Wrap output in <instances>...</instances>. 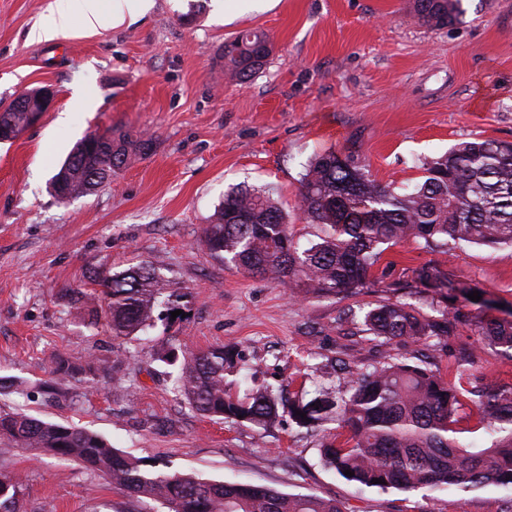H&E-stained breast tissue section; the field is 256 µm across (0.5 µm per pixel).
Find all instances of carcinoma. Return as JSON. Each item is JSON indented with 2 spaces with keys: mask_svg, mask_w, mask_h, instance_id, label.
I'll return each mask as SVG.
<instances>
[{
  "mask_svg": "<svg viewBox=\"0 0 512 512\" xmlns=\"http://www.w3.org/2000/svg\"><path fill=\"white\" fill-rule=\"evenodd\" d=\"M418 16L444 27L463 13L461 0H414ZM267 42L262 32H248L224 44V69L245 81L263 65L255 46ZM152 140L119 135L112 152L90 155L85 165L68 171V194L53 189L58 201L80 196L91 171L112 166L117 173L135 156L147 154ZM423 180L398 193L371 179L357 155L318 154L299 191L301 210L324 236L305 248L288 235L286 215L272 194L260 188L224 195L202 237L214 258L248 274H271L288 288L319 295L352 293L366 285L371 269L389 246L408 241L439 253L448 241L512 245V143L498 140L461 142L423 163ZM414 280L436 296L430 315L406 302H383L364 314L365 331L376 339L414 343L449 336L460 321L447 306L448 273L440 265L412 269ZM101 305L86 307L90 324L105 326L114 338H128L153 325L163 290L173 286L160 269L147 263L98 277ZM479 333L487 344L512 358V319L487 318ZM336 375L314 368L330 382L314 396L279 403L269 386L231 393L226 375L237 367L233 348L212 347L184 355L180 391L195 411L239 425L266 427L288 418L299 428L321 434L324 466L360 488L409 491L450 487L475 488L489 479L512 487V386L491 381L474 401L479 423L499 433L495 443L472 451L456 437L452 424L459 407L457 382L439 367L408 358L383 356L349 369L342 358ZM108 368L94 361L58 355L52 372L61 380L95 382ZM304 416L297 415V412ZM336 424L331 435L329 424ZM0 436L20 448L77 460L85 468L145 505L169 512H344L334 498L314 493L287 494L242 482L205 479L193 472H162L122 453L95 432L27 415L0 414ZM343 442H338V439ZM383 480L372 484V479ZM23 477L0 474V512H18Z\"/></svg>",
  "mask_w": 512,
  "mask_h": 512,
  "instance_id": "cac0c4a2",
  "label": "carcinoma"
}]
</instances>
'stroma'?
<instances>
[{"mask_svg":"<svg viewBox=\"0 0 512 512\" xmlns=\"http://www.w3.org/2000/svg\"><path fill=\"white\" fill-rule=\"evenodd\" d=\"M117 27L87 31L79 16L67 38L37 41L56 0H0V105L48 86L55 102L16 140L0 144V377L24 381L0 393L1 413H27L84 427L161 469L315 493L345 512H501L512 490L495 482L432 492L359 489L325 468L314 433L279 420L258 429L211 419L177 389L179 365L164 355L237 348L250 385L313 391L302 374L327 358L349 363L423 352L451 374L462 349L482 359L486 379L512 383V359L484 344L475 324L512 315V247L416 243L387 248L374 280L348 296L291 293L210 256L200 240L234 188L270 189L300 246L322 227L299 208L309 160L355 153L374 179L395 189L421 181L423 162L473 139L512 141V0H462L464 12L432 28L414 0H280L256 13L239 0L225 23L213 0H154ZM191 23H180L183 14ZM264 31L271 53L247 82L224 70V44ZM83 92L89 103L72 108ZM153 138L148 155L111 184L62 203L50 182L74 146L92 133ZM148 263L179 283L171 306L182 319L155 321L131 339L85 325L65 292L98 288L92 272ZM439 264L450 281L477 285L479 301L456 296L455 333L426 347L362 332L382 301L429 310L431 293L414 268ZM111 366L109 382L72 380L57 400L41 392L57 354ZM461 382L455 429L469 449L491 447ZM0 472L24 476L20 512H140V504L79 463L21 450L0 455Z\"/></svg>","mask_w":512,"mask_h":512,"instance_id":"35a3bbf8","label":"stroma"}]
</instances>
